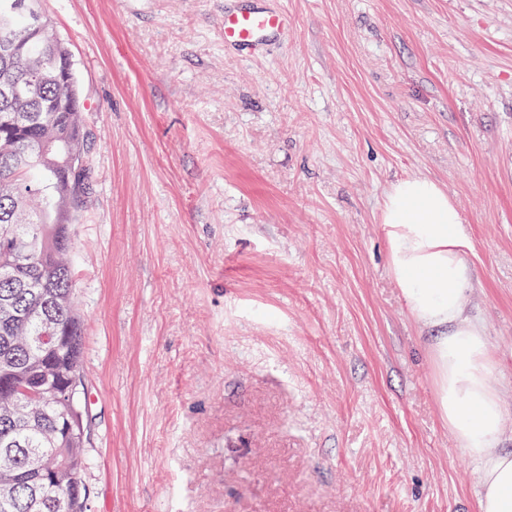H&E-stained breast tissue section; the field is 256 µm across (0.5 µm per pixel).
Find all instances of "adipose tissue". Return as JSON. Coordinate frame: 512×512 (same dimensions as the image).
I'll return each mask as SVG.
<instances>
[{
    "label": "adipose tissue",
    "instance_id": "ef3b65f1",
    "mask_svg": "<svg viewBox=\"0 0 512 512\" xmlns=\"http://www.w3.org/2000/svg\"><path fill=\"white\" fill-rule=\"evenodd\" d=\"M379 222L389 274L431 354L439 414L480 466L476 512H512L502 390L483 323L467 305L472 241L462 212L435 181L412 175L388 190Z\"/></svg>",
    "mask_w": 512,
    "mask_h": 512
}]
</instances>
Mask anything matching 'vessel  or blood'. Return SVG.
I'll use <instances>...</instances> for the list:
<instances>
[{
	"label": "vessel or blood",
	"instance_id": "obj_1",
	"mask_svg": "<svg viewBox=\"0 0 512 512\" xmlns=\"http://www.w3.org/2000/svg\"><path fill=\"white\" fill-rule=\"evenodd\" d=\"M224 46L243 57L261 55L288 34V13L274 0H224Z\"/></svg>",
	"mask_w": 512,
	"mask_h": 512
}]
</instances>
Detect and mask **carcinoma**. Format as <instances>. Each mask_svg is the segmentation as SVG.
I'll return each mask as SVG.
<instances>
[{
  "label": "carcinoma",
  "mask_w": 512,
  "mask_h": 512,
  "mask_svg": "<svg viewBox=\"0 0 512 512\" xmlns=\"http://www.w3.org/2000/svg\"><path fill=\"white\" fill-rule=\"evenodd\" d=\"M29 12L10 16L12 44L0 42V379L38 389L0 402V512H87L88 465L80 427L91 422L82 375L84 320L75 299L71 224L87 207L93 134L83 117L72 54ZM61 336L45 343L42 336ZM72 484L56 499L52 479Z\"/></svg>",
  "instance_id": "cac0c4a2"
}]
</instances>
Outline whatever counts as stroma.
I'll return each instance as SVG.
<instances>
[{"label": "stroma", "mask_w": 512, "mask_h": 512, "mask_svg": "<svg viewBox=\"0 0 512 512\" xmlns=\"http://www.w3.org/2000/svg\"><path fill=\"white\" fill-rule=\"evenodd\" d=\"M93 134L74 226L88 512H475L387 270L390 185L471 228L512 449V0H42ZM272 1L273 3H270ZM281 0H225L224 48L243 57L261 55L288 35V12Z\"/></svg>", "instance_id": "35a3bbf8"}]
</instances>
